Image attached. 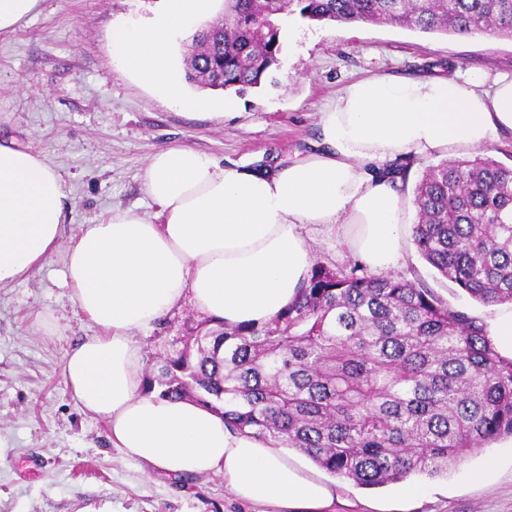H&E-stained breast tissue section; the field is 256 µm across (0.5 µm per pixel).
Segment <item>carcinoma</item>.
<instances>
[{"label":"carcinoma","mask_w":512,"mask_h":512,"mask_svg":"<svg viewBox=\"0 0 512 512\" xmlns=\"http://www.w3.org/2000/svg\"><path fill=\"white\" fill-rule=\"evenodd\" d=\"M423 33L512 38V0H224L192 38L186 80L261 86L289 15ZM413 241L484 305L512 302V165L443 161L414 187ZM192 399L224 423L362 488L436 477L512 435V357L485 324L420 280L313 264L294 301L262 325L212 318L146 373L143 392Z\"/></svg>","instance_id":"obj_1"}]
</instances>
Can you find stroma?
Segmentation results:
<instances>
[{
    "label": "stroma",
    "instance_id": "1",
    "mask_svg": "<svg viewBox=\"0 0 512 512\" xmlns=\"http://www.w3.org/2000/svg\"><path fill=\"white\" fill-rule=\"evenodd\" d=\"M163 0H42L37 14L0 35V141L43 154L72 190L67 233L109 209L154 213L141 173L158 149L185 145L224 163L274 166L312 151L319 114L360 78L512 75V40L421 33L387 24L288 17L279 63L266 83L235 92L185 84L197 107L141 84L113 57L118 24L137 25ZM235 109L224 114L223 103ZM61 255L0 288V512H252L220 475L172 479L110 445L105 419L84 412L63 378L67 352L97 332L72 301ZM398 273L423 280L450 306L487 320L491 307L442 279L407 244ZM191 304L138 340L146 364L179 348L202 321ZM498 460L489 480L485 462ZM365 489L336 480L332 512H512V438L491 442L448 475Z\"/></svg>",
    "mask_w": 512,
    "mask_h": 512
}]
</instances>
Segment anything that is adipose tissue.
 <instances>
[{
	"instance_id": "obj_1",
	"label": "adipose tissue",
	"mask_w": 512,
	"mask_h": 512,
	"mask_svg": "<svg viewBox=\"0 0 512 512\" xmlns=\"http://www.w3.org/2000/svg\"><path fill=\"white\" fill-rule=\"evenodd\" d=\"M220 6L165 0L148 23L113 29L112 55L144 85L184 99L173 44ZM319 126V147L268 172L189 146L160 148L142 172L157 220L117 209L72 235L62 172L29 148L0 145V286L62 254L70 296L98 329L64 362L76 402L106 420L126 458L170 477L223 476L237 500L269 512H327L335 491L209 407L144 393L137 334L186 302L229 324L269 321L295 299L315 234L335 235L374 272L392 270L414 211L394 162L417 166L494 145L512 131V76L355 80L326 105Z\"/></svg>"
}]
</instances>
